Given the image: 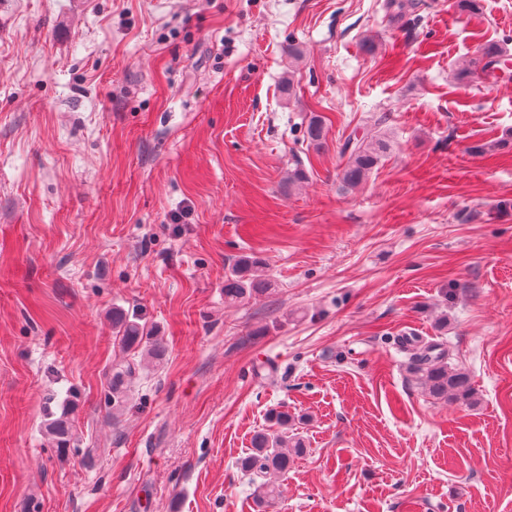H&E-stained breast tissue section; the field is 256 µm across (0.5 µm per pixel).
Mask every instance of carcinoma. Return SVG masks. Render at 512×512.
<instances>
[{
    "mask_svg": "<svg viewBox=\"0 0 512 512\" xmlns=\"http://www.w3.org/2000/svg\"><path fill=\"white\" fill-rule=\"evenodd\" d=\"M386 13L391 17L408 13L418 19L419 4L415 0H386ZM509 62V54L501 46L490 44L481 55L464 69L468 78L498 76L502 66ZM388 150V144L380 136H365L352 131L344 139L340 154L345 164L339 171L344 187L355 189L366 182L372 170L379 164ZM271 288L265 260L253 255L240 256L224 276V301L240 303L257 299ZM112 329L128 351L134 353L146 348V356L158 360L162 356L160 343L150 339L146 326L121 312L112 314ZM138 364L133 361L114 370L110 393L112 409L122 407L125 389L135 378ZM409 373L413 381L421 386L435 401L454 400L465 405L477 402L475 388L467 371L448 365V351L441 344H430L417 348ZM271 426L256 432L251 440L253 453L240 462L243 472L261 475L265 481L257 488L259 503L272 507L281 496L280 479L288 473L294 457L303 453V443L288 435L291 417L286 412H275L270 417ZM73 425L68 419L58 418L47 424V433L56 448L69 446Z\"/></svg>",
    "mask_w": 512,
    "mask_h": 512,
    "instance_id": "cac0c4a2",
    "label": "carcinoma"
}]
</instances>
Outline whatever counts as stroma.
<instances>
[{
    "instance_id": "obj_1",
    "label": "stroma",
    "mask_w": 512,
    "mask_h": 512,
    "mask_svg": "<svg viewBox=\"0 0 512 512\" xmlns=\"http://www.w3.org/2000/svg\"><path fill=\"white\" fill-rule=\"evenodd\" d=\"M426 2L0 0V512H265L276 409V512H512V81L459 76L512 0ZM355 128L394 147L346 190ZM242 253L272 289L228 305ZM116 308L165 346L117 411ZM411 333L476 405L411 380ZM270 421L268 429L253 435V453L240 462L243 472L268 477L256 490L257 500L267 507H273L280 498V479L288 473L294 457L304 451L303 443L288 435V412H275ZM47 433L52 437L56 448L64 450L69 446L73 425L68 419L58 418L47 424Z\"/></svg>"
}]
</instances>
